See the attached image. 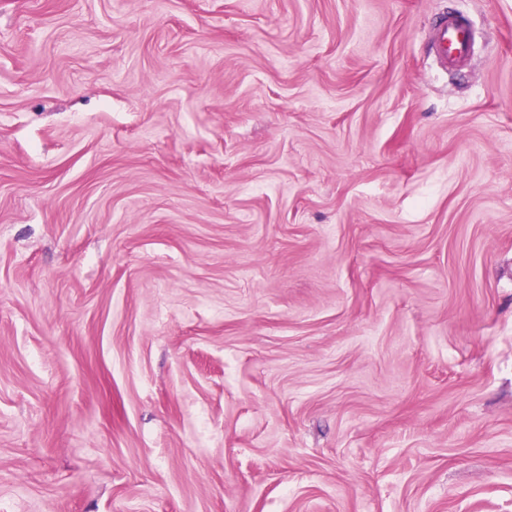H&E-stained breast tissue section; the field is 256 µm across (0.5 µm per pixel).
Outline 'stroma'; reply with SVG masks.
Instances as JSON below:
<instances>
[{
	"label": "stroma",
	"mask_w": 512,
	"mask_h": 512,
	"mask_svg": "<svg viewBox=\"0 0 512 512\" xmlns=\"http://www.w3.org/2000/svg\"><path fill=\"white\" fill-rule=\"evenodd\" d=\"M0 512H512V0H0ZM473 42L469 21L448 18L435 32V50L440 62L448 67L461 65L468 57Z\"/></svg>",
	"instance_id": "stroma-1"
}]
</instances>
